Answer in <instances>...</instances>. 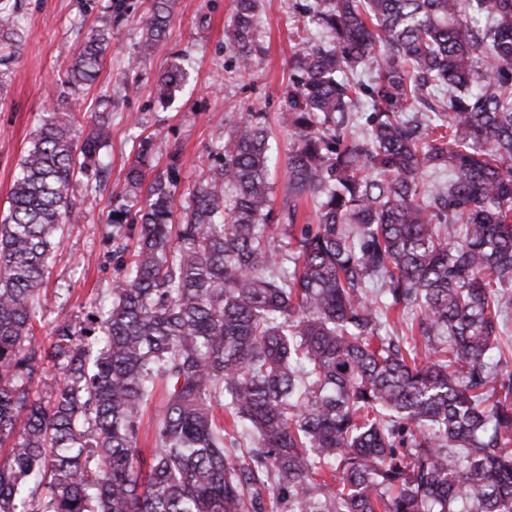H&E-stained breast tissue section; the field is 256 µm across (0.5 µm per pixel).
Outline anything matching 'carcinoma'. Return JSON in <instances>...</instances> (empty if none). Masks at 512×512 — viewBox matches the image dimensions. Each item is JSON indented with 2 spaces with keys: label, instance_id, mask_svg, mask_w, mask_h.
<instances>
[{
  "label": "carcinoma",
  "instance_id": "obj_1",
  "mask_svg": "<svg viewBox=\"0 0 512 512\" xmlns=\"http://www.w3.org/2000/svg\"><path fill=\"white\" fill-rule=\"evenodd\" d=\"M233 5L227 40L246 71L259 3ZM303 13L281 212L261 112L230 127L178 225L175 169L147 184L130 168L145 205L109 211L107 240L132 260L47 341L35 322L72 186L103 167L111 132L43 113L0 217V512H512V374L492 361L512 309V0ZM172 19L173 0H152L129 65ZM23 24L0 0L1 66ZM111 38L85 41L69 88L96 81ZM185 82L172 66L159 99ZM438 171L448 186L423 188ZM300 198L317 223H296ZM410 306L400 335L388 313Z\"/></svg>",
  "mask_w": 512,
  "mask_h": 512
}]
</instances>
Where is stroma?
I'll use <instances>...</instances> for the list:
<instances>
[{
  "label": "stroma",
  "mask_w": 512,
  "mask_h": 512,
  "mask_svg": "<svg viewBox=\"0 0 512 512\" xmlns=\"http://www.w3.org/2000/svg\"><path fill=\"white\" fill-rule=\"evenodd\" d=\"M122 11H115V3ZM306 0H259L257 40L260 51L248 73L238 72L226 32L234 15L232 0H176L173 23L165 39L138 69L127 60L142 38L139 17L149 0H17L29 34L8 65L0 91V214L7 211L18 162L43 112L65 99L81 130L108 116L112 139L103 194L91 193L86 179L71 192L75 208L64 221L62 243L49 266L47 303L36 331L49 339L57 321L84 320L95 300L119 273L123 260L108 256L107 214L133 206L125 177L133 165L146 175L164 168L167 153L179 149L177 205L216 166L228 120L249 112L266 115L270 144L286 156L289 132L278 123L288 107L290 56L301 6ZM112 25V40L99 77L84 90L66 94V66L92 30ZM189 73L185 89L170 104L157 98L156 81L171 64ZM152 138L162 152L139 161L140 140Z\"/></svg>",
  "instance_id": "obj_1"
}]
</instances>
